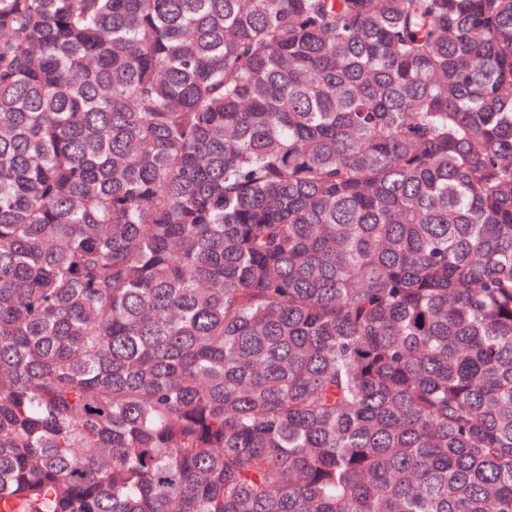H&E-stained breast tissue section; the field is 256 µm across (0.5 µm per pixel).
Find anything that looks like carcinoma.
<instances>
[{
  "label": "carcinoma",
  "instance_id": "cac0c4a2",
  "mask_svg": "<svg viewBox=\"0 0 512 512\" xmlns=\"http://www.w3.org/2000/svg\"><path fill=\"white\" fill-rule=\"evenodd\" d=\"M0 512H512V0H0Z\"/></svg>",
  "mask_w": 512,
  "mask_h": 512
}]
</instances>
